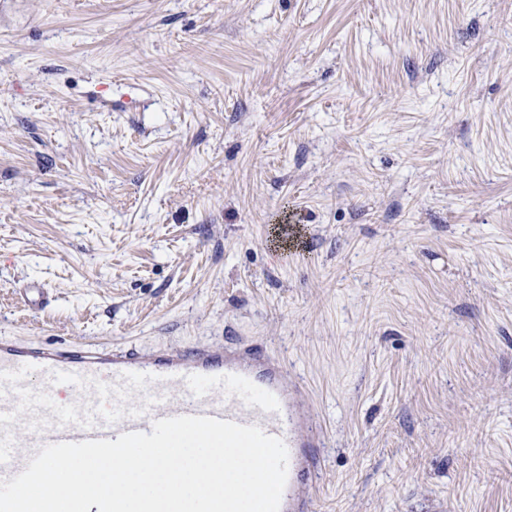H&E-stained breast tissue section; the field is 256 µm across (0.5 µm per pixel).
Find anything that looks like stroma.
<instances>
[{"label":"stroma","mask_w":512,"mask_h":512,"mask_svg":"<svg viewBox=\"0 0 512 512\" xmlns=\"http://www.w3.org/2000/svg\"><path fill=\"white\" fill-rule=\"evenodd\" d=\"M0 336L262 345L312 512H512V0H0Z\"/></svg>","instance_id":"1"}]
</instances>
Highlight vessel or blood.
<instances>
[{"label": "vessel or blood", "mask_w": 512, "mask_h": 512, "mask_svg": "<svg viewBox=\"0 0 512 512\" xmlns=\"http://www.w3.org/2000/svg\"><path fill=\"white\" fill-rule=\"evenodd\" d=\"M285 386L280 361L257 347L106 350L95 345L26 346L0 337V480L26 469L48 444L116 440L151 432L156 420L208 416L255 425L288 451L279 512H309L299 471H314L319 429Z\"/></svg>", "instance_id": "obj_1"}]
</instances>
